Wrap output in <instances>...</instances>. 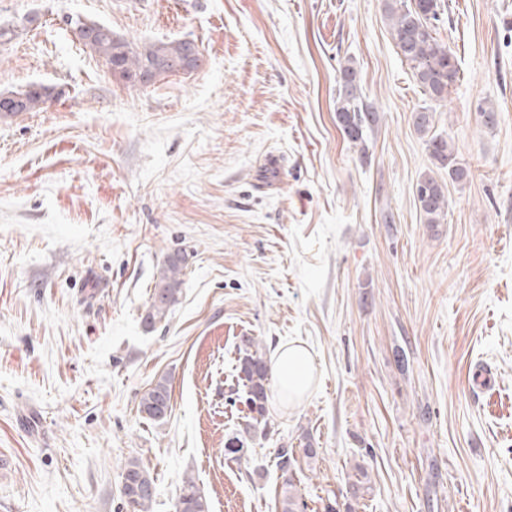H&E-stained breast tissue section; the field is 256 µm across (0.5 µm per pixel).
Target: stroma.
I'll list each match as a JSON object with an SVG mask.
<instances>
[{
  "label": "stroma",
  "instance_id": "35a3bbf8",
  "mask_svg": "<svg viewBox=\"0 0 512 512\" xmlns=\"http://www.w3.org/2000/svg\"><path fill=\"white\" fill-rule=\"evenodd\" d=\"M445 2L460 78L436 102L382 0H0V91L60 93L0 122V512H121L132 457L153 512L189 478L209 512H281V446L314 512L331 491L336 512H512V0ZM78 17L193 39L203 64L125 84ZM347 60L376 111L357 145L335 112ZM433 135L466 179L434 170ZM431 170L435 226L416 200ZM175 252L179 302L147 326ZM246 337L313 362L305 397L270 395L258 423L224 399ZM162 378L152 421L139 401ZM425 192V198H419L420 210L426 224H441L448 209L447 186L435 177L425 175L416 186Z\"/></svg>",
  "mask_w": 512,
  "mask_h": 512
}]
</instances>
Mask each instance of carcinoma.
Wrapping results in <instances>:
<instances>
[{
  "mask_svg": "<svg viewBox=\"0 0 512 512\" xmlns=\"http://www.w3.org/2000/svg\"><path fill=\"white\" fill-rule=\"evenodd\" d=\"M383 12L389 31L402 58L410 66L412 75L423 92L434 100H443L449 89L455 85L459 75V65L448 45L439 37L440 23L444 13L442 0H424L419 8L412 7L410 0H382ZM96 34L84 46L102 58L111 73L120 74L124 82L135 85V79L142 71L152 68L158 77L172 74L171 63H182L187 58L185 40L158 41L133 45L124 40L113 39L112 29L97 22ZM343 91L336 99V116L347 139L356 143L362 140L363 129L375 121L374 109L360 101L356 88L352 86L355 69L346 64L341 68ZM24 96L19 107L0 105V120H7L21 112H39L45 108L52 88L32 85L20 91ZM431 158L440 169L448 170V176L460 181L467 176L466 169L459 166L452 144L447 140L432 137L428 141ZM417 188L424 190L425 198L419 199L420 210L426 224H440L448 209L446 184L435 177L426 175ZM185 256L169 255L164 260L156 278L154 288L162 289L166 304L156 305L150 301L143 317L145 323L154 325L167 318L171 309L178 303L184 284ZM240 380L247 387L246 405L250 412L263 418L269 401V366L260 343L251 338L245 340L243 356L239 358ZM168 391L166 381L157 382L140 398L139 412L153 421L161 417L150 412L161 393ZM276 466L288 476L282 500L283 512H309L307 501L293 492V470L295 458L293 449L280 448L276 452ZM142 474L146 477V487L135 496L122 494L127 512H152L154 504V481L149 472L136 458H131L124 466L122 479ZM175 512H209L207 500L199 493L195 484L187 480L174 505Z\"/></svg>",
  "mask_w": 512,
  "mask_h": 512,
  "instance_id": "1",
  "label": "carcinoma"
}]
</instances>
